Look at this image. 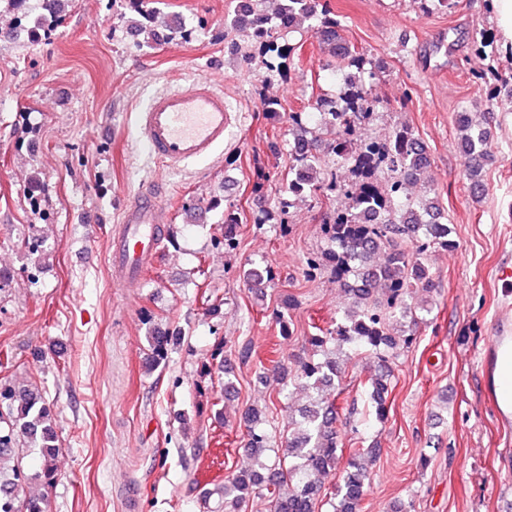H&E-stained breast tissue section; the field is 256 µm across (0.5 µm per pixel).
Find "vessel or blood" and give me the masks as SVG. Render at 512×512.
Listing matches in <instances>:
<instances>
[{"label": "vessel or blood", "mask_w": 512, "mask_h": 512, "mask_svg": "<svg viewBox=\"0 0 512 512\" xmlns=\"http://www.w3.org/2000/svg\"><path fill=\"white\" fill-rule=\"evenodd\" d=\"M240 121L210 79L187 75L151 97L138 112L140 140L170 171L203 160H218L230 130ZM159 182L142 183L126 207L112 238L109 262L112 277L137 286L165 237L167 210Z\"/></svg>", "instance_id": "vessel-or-blood-1"}]
</instances>
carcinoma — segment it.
Masks as SVG:
<instances>
[{"instance_id":"obj_1","label":"carcinoma","mask_w":512,"mask_h":512,"mask_svg":"<svg viewBox=\"0 0 512 512\" xmlns=\"http://www.w3.org/2000/svg\"><path fill=\"white\" fill-rule=\"evenodd\" d=\"M66 2L46 0L41 19L32 22L24 12L16 17V25L37 40L45 23H63ZM310 19L318 21L312 32L330 56L341 68L356 70L349 76L353 86L345 87L342 95L353 91L361 108L354 114L336 107L325 138L318 129L306 126L302 113L290 115L303 153L294 156L295 178L288 189L300 190L304 199L324 189L334 190L344 199L343 206L326 216L322 224L331 248L309 257L306 266L310 276L325 267L332 268L343 286L347 307L335 325L308 338L313 354L297 361L293 383L306 390L311 400L299 410L287 447L269 455L270 436L261 425L262 412L249 407L242 413L251 464L224 481L222 512H242L254 497L269 501L272 512H318L326 498V482L339 469V485L329 497L331 512H360L377 453L372 447H362L343 458L336 430L342 407L337 403L336 389L351 360L364 356L370 363L369 374L360 383L361 398L367 404L364 423L387 420L394 360L398 350L417 343L418 336L413 328L394 331L393 323L408 317L414 299L433 288L428 253L455 247L448 225L440 223L439 207L426 199L413 198L406 189L407 182L420 179L430 165L426 148L413 131L401 127L389 134L375 164L368 153L357 150L349 140L351 124L373 115L376 101L366 78H375L384 65L375 63L366 68L368 61L346 39L342 24L328 15L322 0H296L288 6V32ZM229 27L247 33L249 40L259 46V54L245 55L247 62H256L272 72L277 69L275 62L286 56V48L274 36L268 18L258 10L257 0H237ZM456 123L462 132L458 148L464 158L466 178L470 188L479 191L484 180L476 160L491 153L489 132L474 127L467 112L456 113ZM320 147L336 156L338 166L354 174L364 171L370 185L353 186L348 192L339 183H324L310 162ZM289 208L283 197L259 223L275 221L286 233L289 228L283 215ZM237 227L236 217L224 219L222 238L227 251L238 245ZM291 306L292 300L284 298L270 313L284 340L292 336ZM147 340L154 366L166 364L177 337L155 331ZM22 438L36 450L35 467L25 462ZM57 440L56 413L42 390L29 384L0 383V512H43V500L35 495L24 496L22 490L25 485H54Z\"/></svg>"}]
</instances>
